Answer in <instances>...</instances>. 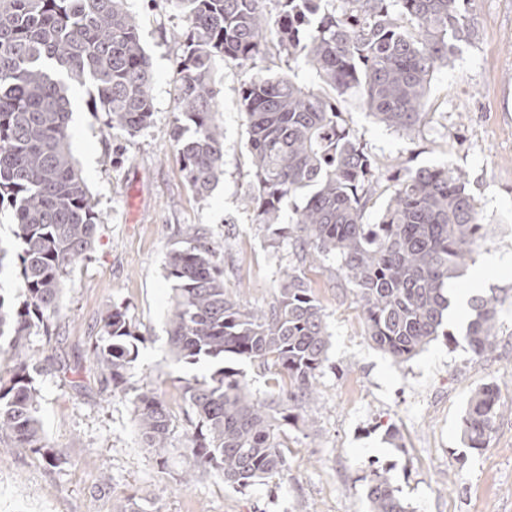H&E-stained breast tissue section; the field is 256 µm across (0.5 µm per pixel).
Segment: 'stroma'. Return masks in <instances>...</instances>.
<instances>
[{"label": "stroma", "mask_w": 512, "mask_h": 512, "mask_svg": "<svg viewBox=\"0 0 512 512\" xmlns=\"http://www.w3.org/2000/svg\"><path fill=\"white\" fill-rule=\"evenodd\" d=\"M150 55L151 124L129 136L106 127L87 88L76 92L69 145L102 217L90 259L65 280L49 333L29 339L43 365L37 383L45 437L62 457L52 467L22 448L0 453V512H124L138 500L148 512H369L366 486L374 470L413 512H512V0H473L471 41L435 71L431 120L407 137L379 124L354 99L340 101L349 125L383 169L448 166L469 176L487 235L475 260L492 256L476 295H499L497 348L477 357L456 331L400 363L365 334L364 313L334 259L298 263L289 245L272 247L244 204L250 191L248 135L239 89L252 70L217 64L218 122L224 129V173L210 196L197 199L180 171L170 131L180 110L176 62L189 23L171 0H126ZM208 228L235 301L270 307L281 270L301 265L326 313L328 360L309 410L314 427H286L287 464L277 475L236 489L211 470L187 480L184 453L198 421L178 380L208 373L201 362H175L168 315V253L180 229ZM10 206L0 205V298L21 300ZM121 307L143 336L132 385L154 388L171 414L169 447L143 444L127 395L110 392L89 361L104 320ZM493 384L500 413L486 448L462 439L461 418L473 392Z\"/></svg>", "instance_id": "obj_1"}]
</instances>
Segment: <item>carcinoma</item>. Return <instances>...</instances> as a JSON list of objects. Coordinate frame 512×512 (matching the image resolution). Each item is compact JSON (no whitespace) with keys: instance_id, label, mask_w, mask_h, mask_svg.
<instances>
[{"instance_id":"obj_1","label":"carcinoma","mask_w":512,"mask_h":512,"mask_svg":"<svg viewBox=\"0 0 512 512\" xmlns=\"http://www.w3.org/2000/svg\"><path fill=\"white\" fill-rule=\"evenodd\" d=\"M276 4V12L265 8ZM189 22L177 62L182 111L172 136L192 193L208 196L224 165V132L216 61L255 67L267 40L312 69L318 84L290 76H256L239 91L248 134L254 223L271 246L288 242L300 262L334 256L355 290L371 341L406 362L439 335L450 290L485 236L465 172L445 166L389 175L371 159L337 102L353 97L375 120L407 136L425 123L436 68L455 43L471 36L464 0H172ZM91 84L108 128L134 135L153 116V69L135 17L124 0H0V204L13 210L22 248V302L0 296V435L58 466L39 416L41 393L28 341L50 335L68 269L93 251L100 215L68 142L73 85ZM194 126L186 138L184 123ZM390 197L377 220L366 211L381 180ZM184 246L165 267L173 284L169 314L179 361L212 362L209 374L182 380L198 415L186 448L188 475L216 469L232 487L251 486L286 467L282 427L314 423L308 409L329 349L325 313L298 268L279 278V299L255 311L224 291L209 232L185 230ZM498 299H473L465 339L483 356L496 340ZM91 356L103 382L131 395L146 447L168 448L170 412L152 388L128 384L142 338L112 308ZM249 362L273 375L278 391L255 396L241 369ZM498 415V391L471 396L461 432L469 448L485 447ZM369 512H411L384 474L375 472Z\"/></svg>"}]
</instances>
